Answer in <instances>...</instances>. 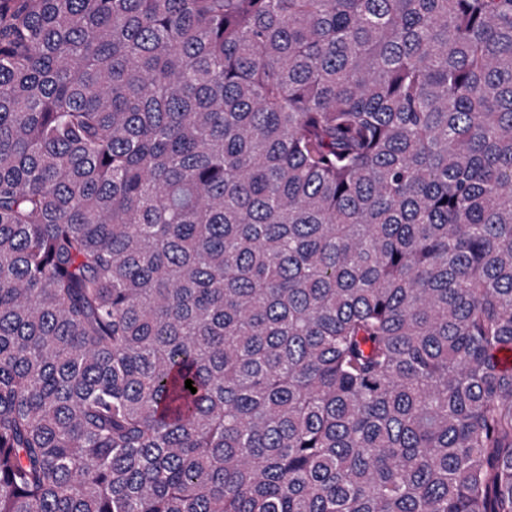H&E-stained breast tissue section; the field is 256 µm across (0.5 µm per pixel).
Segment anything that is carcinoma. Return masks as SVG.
<instances>
[{
    "instance_id": "carcinoma-1",
    "label": "carcinoma",
    "mask_w": 512,
    "mask_h": 512,
    "mask_svg": "<svg viewBox=\"0 0 512 512\" xmlns=\"http://www.w3.org/2000/svg\"><path fill=\"white\" fill-rule=\"evenodd\" d=\"M506 347L512 0H0V512H512Z\"/></svg>"
}]
</instances>
